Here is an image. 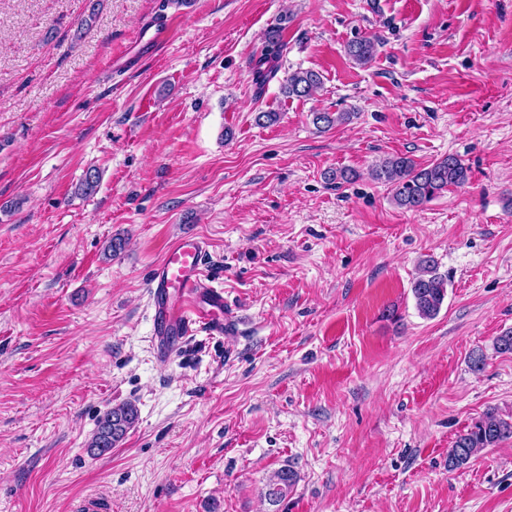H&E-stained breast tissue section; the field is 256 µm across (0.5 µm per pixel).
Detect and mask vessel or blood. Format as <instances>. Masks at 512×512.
Listing matches in <instances>:
<instances>
[{
  "label": "vessel or blood",
  "instance_id": "obj_1",
  "mask_svg": "<svg viewBox=\"0 0 512 512\" xmlns=\"http://www.w3.org/2000/svg\"><path fill=\"white\" fill-rule=\"evenodd\" d=\"M204 252L202 239H178L151 271L153 344L158 358H170L186 337L200 332L224 333V292L205 282Z\"/></svg>",
  "mask_w": 512,
  "mask_h": 512
}]
</instances>
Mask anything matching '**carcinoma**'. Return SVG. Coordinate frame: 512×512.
<instances>
[{
  "mask_svg": "<svg viewBox=\"0 0 512 512\" xmlns=\"http://www.w3.org/2000/svg\"><path fill=\"white\" fill-rule=\"evenodd\" d=\"M283 44L276 34L267 40V49L256 63L255 84L263 90L278 70V59ZM375 41L359 38L348 45V55L359 64H367L374 56ZM321 85L320 75L312 70L289 74L283 92L290 97L308 98ZM353 118L351 112H317L314 124L323 131L345 124ZM470 167L456 155H448L426 166L417 165L406 156L392 155L377 162L371 177L387 186L397 206L416 210L424 207L451 187L469 180ZM101 180L98 169L89 168L81 179L77 193L90 196L96 193ZM416 309L423 318L436 317L448 295V278L438 272L437 262L427 255L420 261L419 273L411 283ZM138 419L137 408L131 403L113 406L98 420L97 429L89 443L90 452L102 456L116 447ZM512 438V420H506L493 411L486 412L478 421L459 433L448 450V470L460 469L470 463L479 451L493 448ZM297 481L296 472L284 466L276 470L266 484L265 497L271 502L285 498Z\"/></svg>",
  "mask_w": 512,
  "mask_h": 512,
  "instance_id": "carcinoma-1",
  "label": "carcinoma"
}]
</instances>
